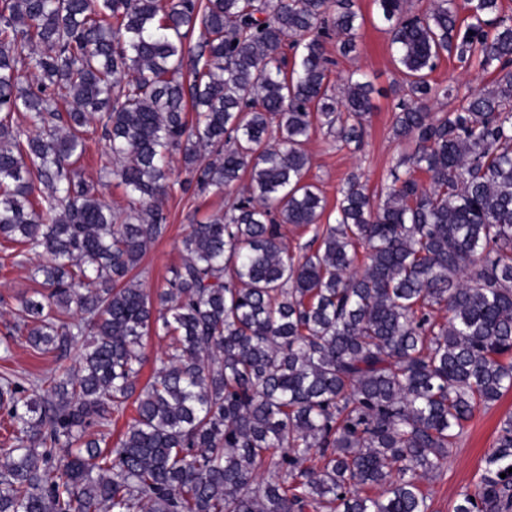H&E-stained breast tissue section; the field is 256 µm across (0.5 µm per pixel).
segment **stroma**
I'll list each match as a JSON object with an SVG mask.
<instances>
[{
  "label": "stroma",
  "mask_w": 512,
  "mask_h": 512,
  "mask_svg": "<svg viewBox=\"0 0 512 512\" xmlns=\"http://www.w3.org/2000/svg\"><path fill=\"white\" fill-rule=\"evenodd\" d=\"M355 2L363 17L357 49L342 55L335 42H328L327 51L336 61L331 83L337 87L350 73L363 74L375 88L374 108L364 123L365 133L360 146L336 142L320 129L313 130L310 135L307 149L312 167L307 179L316 184L326 198L327 206L322 217L326 223L335 220L338 189L349 174H357L368 193H377L397 160L412 151L410 144L393 137L395 104L402 89L392 63L386 25L378 17L374 0ZM434 78L459 94L489 88L494 80L493 75L478 66L463 68L453 59L443 61ZM171 180L174 188L162 202L167 232L150 245L135 271L138 281L150 292L165 287L173 268L181 263L182 240L191 225L205 222L211 214L224 210L244 188L239 182L224 193L203 195L186 189L188 173L177 156L172 159ZM34 266L31 260L19 266L9 263L0 266V342L10 344L12 349L9 360H0V372L9 369L23 375H38L54 370L59 364L53 355L40 353L26 343V331L18 318L20 298L41 288L40 282L32 277ZM510 412L512 392L491 408L476 410L447 465L428 484L433 512H453L460 492L475 486L484 458L495 443L500 421Z\"/></svg>",
  "instance_id": "stroma-1"
}]
</instances>
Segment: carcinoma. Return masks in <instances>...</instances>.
Segmentation results:
<instances>
[{"label": "carcinoma", "mask_w": 512, "mask_h": 512, "mask_svg": "<svg viewBox=\"0 0 512 512\" xmlns=\"http://www.w3.org/2000/svg\"><path fill=\"white\" fill-rule=\"evenodd\" d=\"M407 3L375 0L408 168L378 203L350 175L336 223L295 253L283 227L325 210L312 127L358 144L373 108L369 82L329 85L325 39L355 51L354 0H0V241L14 264L47 257L46 292L21 303L28 344L83 348L61 375L0 376V512H431L424 482L512 391V16ZM445 57L493 87L430 111L452 95L432 79ZM93 134L121 212L84 177ZM175 152L202 192L248 186L191 225L151 294L131 273L167 230ZM157 324L166 358L140 388ZM511 467L508 415L453 512H512Z\"/></svg>", "instance_id": "cac0c4a2"}]
</instances>
